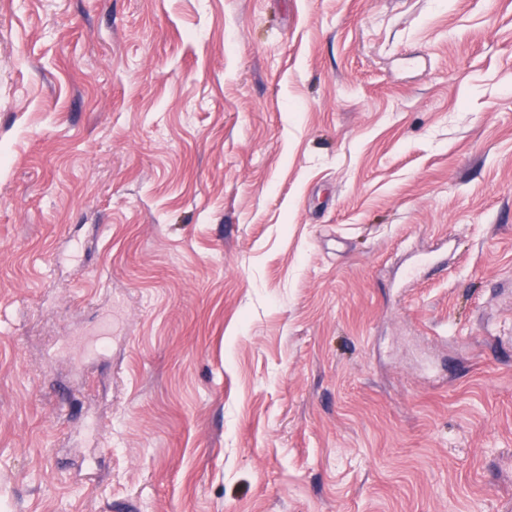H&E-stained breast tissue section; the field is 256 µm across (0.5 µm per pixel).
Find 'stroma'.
Returning a JSON list of instances; mask_svg holds the SVG:
<instances>
[{"label": "stroma", "instance_id": "1", "mask_svg": "<svg viewBox=\"0 0 512 512\" xmlns=\"http://www.w3.org/2000/svg\"><path fill=\"white\" fill-rule=\"evenodd\" d=\"M0 149L9 512H512V0H0Z\"/></svg>", "mask_w": 512, "mask_h": 512}]
</instances>
